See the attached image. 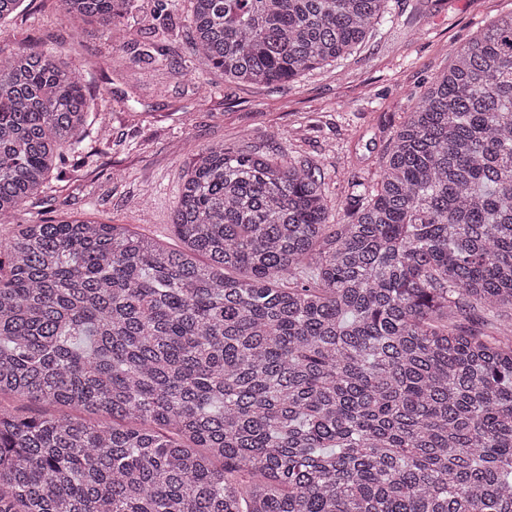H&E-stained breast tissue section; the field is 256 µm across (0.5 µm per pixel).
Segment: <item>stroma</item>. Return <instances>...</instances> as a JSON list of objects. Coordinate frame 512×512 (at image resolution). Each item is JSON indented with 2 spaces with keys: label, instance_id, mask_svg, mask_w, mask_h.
I'll use <instances>...</instances> for the list:
<instances>
[{
  "label": "stroma",
  "instance_id": "35a3bbf8",
  "mask_svg": "<svg viewBox=\"0 0 512 512\" xmlns=\"http://www.w3.org/2000/svg\"><path fill=\"white\" fill-rule=\"evenodd\" d=\"M396 19L351 55L293 81H225L196 57L189 0H130L115 31L74 29L59 0H23L0 21V57L55 50L78 68L99 113L84 128L87 164L69 188L49 178L18 219L77 216L174 245L172 214L196 151L221 142L318 165L332 201L380 171L399 126L455 50L512 0H396ZM159 51L140 60L148 43ZM109 144H101V129Z\"/></svg>",
  "mask_w": 512,
  "mask_h": 512
}]
</instances>
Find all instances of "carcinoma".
<instances>
[{
  "label": "carcinoma",
  "mask_w": 512,
  "mask_h": 512,
  "mask_svg": "<svg viewBox=\"0 0 512 512\" xmlns=\"http://www.w3.org/2000/svg\"><path fill=\"white\" fill-rule=\"evenodd\" d=\"M191 2L195 54L256 84L351 54L391 14ZM60 3L110 32L129 0ZM92 112L53 52L0 57V224L75 177ZM355 187L335 206L312 163L215 143L187 171L178 248L88 219L18 225L0 512H512V10ZM475 310L493 331L465 329Z\"/></svg>",
  "instance_id": "1"
}]
</instances>
